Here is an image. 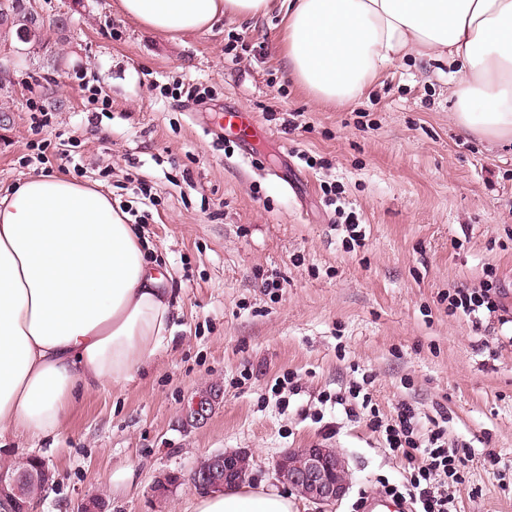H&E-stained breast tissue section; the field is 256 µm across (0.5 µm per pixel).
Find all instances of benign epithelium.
<instances>
[{"mask_svg":"<svg viewBox=\"0 0 512 512\" xmlns=\"http://www.w3.org/2000/svg\"><path fill=\"white\" fill-rule=\"evenodd\" d=\"M243 451L218 452L202 458L195 466L190 483L207 493L222 492L241 481L239 459ZM277 478L288 488L324 508L342 499L349 488V471L345 459L333 448L319 444L285 453L276 461ZM52 479L48 463L35 458L20 468H0V496L21 499L17 512H25V490L35 484L44 487ZM182 481L180 475L169 473L154 483L155 497H165Z\"/></svg>","mask_w":512,"mask_h":512,"instance_id":"obj_1","label":"benign epithelium"}]
</instances>
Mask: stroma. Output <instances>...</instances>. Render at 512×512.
<instances>
[{"label": "stroma", "mask_w": 512, "mask_h": 512, "mask_svg": "<svg viewBox=\"0 0 512 512\" xmlns=\"http://www.w3.org/2000/svg\"><path fill=\"white\" fill-rule=\"evenodd\" d=\"M39 4L50 18L73 14L66 41L45 34L67 64L52 70L34 50L0 74V193L46 171L25 162L35 136L24 104L39 97L52 118L38 137L77 145L80 165L66 176L135 208L139 180L156 189L139 231L174 317L151 362L79 397L55 434L0 437V467L37 456L55 471L31 501L36 512H77L90 497L103 512H183L195 489L185 481L161 502L156 476L186 477L204 456L244 450L250 484L270 488L278 457L316 443L351 473L332 512H358L382 483L409 475L366 416L326 400L366 374L383 420L406 402L422 429L445 422L449 442L470 447L457 512H512V486L483 463L494 454L512 464V327L492 318L474 328L440 300L480 287L491 269L512 317V145L461 134L447 66L411 54L334 106L290 79L279 11L171 37L114 0ZM175 81L207 95L161 97L158 85ZM87 84L101 88L106 111H88ZM233 111L254 113L267 138L227 151L217 118ZM330 183L342 191L333 204L322 192ZM343 212L365 234L352 252ZM290 374L295 395L281 387Z\"/></svg>", "instance_id": "obj_1"}]
</instances>
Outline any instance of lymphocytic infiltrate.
<instances>
[{"instance_id":"obj_1","label":"lymphocytic infiltrate","mask_w":512,"mask_h":512,"mask_svg":"<svg viewBox=\"0 0 512 512\" xmlns=\"http://www.w3.org/2000/svg\"><path fill=\"white\" fill-rule=\"evenodd\" d=\"M447 300L450 312L463 313L478 324L484 316L502 311L503 289L492 278L478 289L462 285L452 288ZM350 395L361 397L373 430L383 432L390 450L403 457L411 469L405 484L383 485V493L411 500L419 505V512H450L448 490L465 483L470 449L448 443L443 431L437 428L420 433L415 411L405 403L399 405L393 422L383 421L379 409L372 405L370 394L364 393L359 382H352L348 395H336L335 404H345Z\"/></svg>"}]
</instances>
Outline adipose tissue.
Returning a JSON list of instances; mask_svg holds the SVG:
<instances>
[{"label":"adipose tissue","instance_id":"obj_1","mask_svg":"<svg viewBox=\"0 0 512 512\" xmlns=\"http://www.w3.org/2000/svg\"><path fill=\"white\" fill-rule=\"evenodd\" d=\"M282 5L289 76L317 101H356L409 53L447 62L462 132L512 140V0H117L161 34L254 20ZM135 225L100 189L37 175L0 196V435L56 432L75 397L119 386L166 343L173 308ZM185 512H295L245 484Z\"/></svg>","mask_w":512,"mask_h":512}]
</instances>
